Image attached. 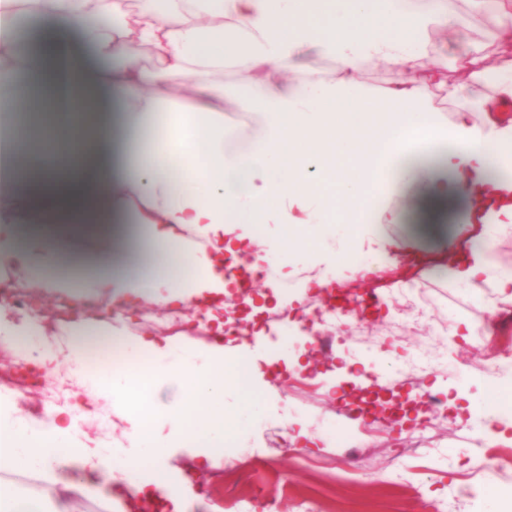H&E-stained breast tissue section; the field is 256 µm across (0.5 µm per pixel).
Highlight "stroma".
Here are the masks:
<instances>
[{
  "instance_id": "obj_1",
  "label": "stroma",
  "mask_w": 512,
  "mask_h": 512,
  "mask_svg": "<svg viewBox=\"0 0 512 512\" xmlns=\"http://www.w3.org/2000/svg\"><path fill=\"white\" fill-rule=\"evenodd\" d=\"M460 9L466 25L452 33L431 29L430 43L452 54L477 49L492 55L498 35L493 10L473 9L468 0ZM382 207L397 212L394 223H377L374 213ZM467 218L468 203L460 198L444 220L446 234L415 235L409 203L378 192L359 225L338 216L327 223L315 215L302 227L310 239L303 249L282 246L275 222L263 225L248 249L271 253L272 272L250 273L243 296L218 300L228 322L225 347L253 345L256 332H263L280 346L277 371L260 370L245 382L254 416L243 439L225 438L224 458L203 466L186 450L171 451V474L189 471L194 477L185 512H233L230 503L237 497L247 499V512H296V497L307 494L317 495L331 512H512V413L498 412L478 433L502 453L488 463L468 422L449 408L430 407L422 396L457 383V366L466 369V393L480 396L478 381L486 377L489 359L512 358V295L490 287L477 294L427 267L407 283L393 284L364 313L349 308L334 320L326 290L309 285L324 275L345 282V263L363 258L359 252L342 257L355 230L393 243L404 240L409 250L427 254L442 249L445 239L463 238ZM71 268L63 275L0 257V289L39 299L44 308L38 334L0 342V365L18 367L41 352L56 354L37 387L13 396L10 414L35 417L61 386L66 404L78 405L81 413L76 443L113 448L124 444L126 424L114 416L112 400L97 393L93 365L76 371L83 353L70 341L71 321L94 326L108 318L126 343L148 336L180 355L212 341L215 327L204 307L216 299L204 294L186 304H165L143 296L130 309L124 295L102 292L93 309L78 311L66 308L64 294L87 289L89 274L80 258H72ZM276 278L284 284L277 292L270 287ZM460 318L468 335L454 333ZM292 419L319 438V447H302L289 436Z\"/></svg>"
}]
</instances>
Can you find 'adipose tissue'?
<instances>
[{"label":"adipose tissue","mask_w":512,"mask_h":512,"mask_svg":"<svg viewBox=\"0 0 512 512\" xmlns=\"http://www.w3.org/2000/svg\"><path fill=\"white\" fill-rule=\"evenodd\" d=\"M471 2L496 14L500 41L489 70L481 56L452 58L426 38L431 28L461 23L456 0L433 8L424 0H137L132 10L124 0H0V94L8 111L42 115L35 133L8 124L0 137V223L15 225L18 254L39 249L48 267L60 260L56 241L84 250L93 287L108 289L113 270L127 265L129 221L150 225L169 269L136 278L130 294L184 303L203 291L224 294L234 281L186 253L173 227L206 225L220 253L225 240L254 236L275 215L281 241L298 248L294 209L316 203L354 214L385 172L435 215L464 195L484 246L460 243L435 261L450 281L511 290L512 274L496 273L485 243L512 228V122L501 116L512 105V0ZM26 13L45 24L31 52L20 48L30 38ZM228 29L245 40L226 38ZM136 44L149 47L153 67L133 53ZM318 54L334 60L335 76L317 70ZM430 54L435 60L424 66ZM228 61L246 85L228 89L217 80ZM368 61L401 73L375 98L355 78ZM451 69L460 82L449 83ZM176 74L192 84L169 90ZM432 85L467 101L454 122L443 123L430 105L424 91ZM230 104L255 116L249 140L233 147L224 127ZM475 111L480 121H472ZM117 126L148 132L128 181ZM83 193L96 197L95 208L83 223L64 219L58 199ZM43 223L52 240L40 235ZM137 345L157 358L144 375L174 380L180 404L151 417L123 409L126 388L104 368L98 386L120 405L129 443L107 455L72 443L75 418L65 412L24 423L0 411V512H72L78 495L120 512L127 491L163 512H183L184 484L164 460L187 446L201 464L215 461L221 447L193 442L241 430L253 404L225 396L240 390L254 360L216 345L162 364L164 345L144 337ZM5 472L32 474L45 490L19 491L2 480ZM78 472L84 481H74Z\"/></svg>","instance_id":"adipose-tissue-1"}]
</instances>
